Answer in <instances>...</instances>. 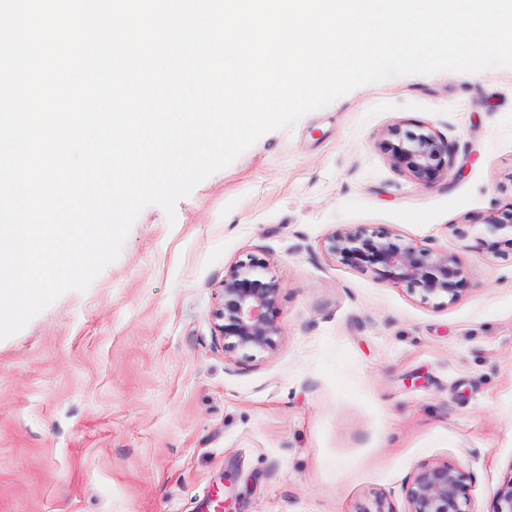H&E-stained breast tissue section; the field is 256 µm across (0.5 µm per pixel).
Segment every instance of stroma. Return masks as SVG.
Wrapping results in <instances>:
<instances>
[{"label":"stroma","instance_id":"35a3bbf8","mask_svg":"<svg viewBox=\"0 0 512 512\" xmlns=\"http://www.w3.org/2000/svg\"><path fill=\"white\" fill-rule=\"evenodd\" d=\"M447 141L424 186L375 146ZM512 68L361 86L263 135L168 220L147 205L118 258L0 340V512H408L427 462L492 512L512 474ZM350 227L445 248L455 300L422 301L326 253ZM279 285L273 352L228 353L216 288L246 256Z\"/></svg>","mask_w":512,"mask_h":512}]
</instances>
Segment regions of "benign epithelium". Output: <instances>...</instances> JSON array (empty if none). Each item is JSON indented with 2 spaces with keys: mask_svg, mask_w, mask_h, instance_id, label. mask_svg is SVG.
<instances>
[{
  "mask_svg": "<svg viewBox=\"0 0 512 512\" xmlns=\"http://www.w3.org/2000/svg\"><path fill=\"white\" fill-rule=\"evenodd\" d=\"M391 165L421 185L448 174V143L428 128L405 131L396 126L377 143ZM491 232L512 231V209L486 219ZM326 252L345 262L379 267L384 278L403 283L428 301L458 295L461 269L446 248H420L389 233L351 227L324 241ZM266 263L252 255L235 261L218 286L215 327L229 353H268L281 335L280 285L266 276ZM408 512H466L465 475L446 463H424L405 488ZM492 512H512V475L498 485Z\"/></svg>",
  "mask_w": 512,
  "mask_h": 512,
  "instance_id": "benign-epithelium-1",
  "label": "benign epithelium"
}]
</instances>
